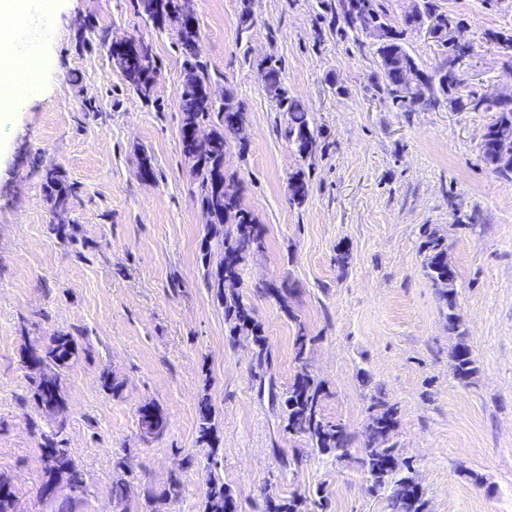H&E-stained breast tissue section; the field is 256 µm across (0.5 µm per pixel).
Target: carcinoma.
<instances>
[{"mask_svg":"<svg viewBox=\"0 0 512 512\" xmlns=\"http://www.w3.org/2000/svg\"><path fill=\"white\" fill-rule=\"evenodd\" d=\"M155 9L150 19L158 28L170 26L176 29L178 43L185 58L183 91L179 98V111L183 115L181 144L184 155L192 162L193 169L200 181L201 205L209 214V224L215 246L220 252V261L224 263V279L238 278L239 267L243 261L264 248L263 229L254 215L243 204L240 195L224 197V185L233 183V179L224 173V146L231 138L232 124L227 117L246 119L245 108L236 99L233 92L225 91L222 102L213 100L210 92L211 75L207 64L201 59L197 49L198 35L192 22L190 0H153ZM347 0H336L334 4L336 20L343 22L351 31L365 32L378 29L379 39L374 43L375 53L383 84V91L393 106L405 112L417 108L435 106L444 100L455 110H472V104L479 105L481 112L497 113L496 120L487 127L480 144L482 160L492 170L506 176L508 172L493 166L495 156L503 150L512 152V106H506L490 95L471 96L464 99L458 96L459 86L448 80V75L428 74L420 69L415 57L405 45L408 32L420 28L422 24H431L440 30L436 40L448 48V14L438 10L434 0H425L422 18L419 20L403 18L401 24L394 25L387 18L380 0H357L359 3L356 20L347 18ZM412 61L420 87L409 88L405 84L400 59ZM112 68L126 79L133 92L146 101L151 100L154 85L151 82L156 62L149 45L139 42L130 55L110 56ZM268 75L266 90L277 103L279 111L286 113V125L283 134L292 143L301 158H306L304 149L307 143H316V135L311 127L308 109L303 102L288 96L283 85L281 67L269 60L261 62ZM207 123L211 127L209 135L213 141L209 150L193 153L194 140L191 131ZM291 201L302 203L309 193V181L301 170L288 179ZM230 225L224 230V225ZM421 249L425 253L424 272L432 286L440 290V299L447 309L445 318L448 331L458 337V342L450 353L454 376L467 381L478 371L476 359L460 331L461 318L457 311L456 272H448V242L439 232L429 226L422 229ZM224 301V316L234 323V328L252 333L257 346V359L263 361L266 356V340L261 334L260 325L235 294L225 295L217 292ZM74 339L67 334L52 338L47 353L52 355L50 369L58 372L69 366L74 356ZM38 402L46 405L51 401L62 403L60 384H43L42 378L36 380ZM324 392L306 371L297 373L285 399L287 428L310 438L313 446L321 453H330L342 460L350 456L352 437L340 423L326 420L320 412V402ZM371 407L379 409L372 416L365 431L366 441L363 456L357 459L367 473L373 490L385 493L388 512H427V500L423 492L414 484L409 473L411 464L401 457L394 444L390 443V434L396 424V409L385 403L381 394L371 396ZM198 441L210 448L209 456L216 453L215 437L211 409L208 403L200 407ZM46 483L73 479L77 483L76 492L86 491V481L82 470L78 468L65 448H52L47 455L45 466ZM235 501L231 490L219 477L209 478L206 493L205 512H235ZM0 512H14V493L8 481L0 480Z\"/></svg>","mask_w":512,"mask_h":512,"instance_id":"obj_1","label":"carcinoma"}]
</instances>
